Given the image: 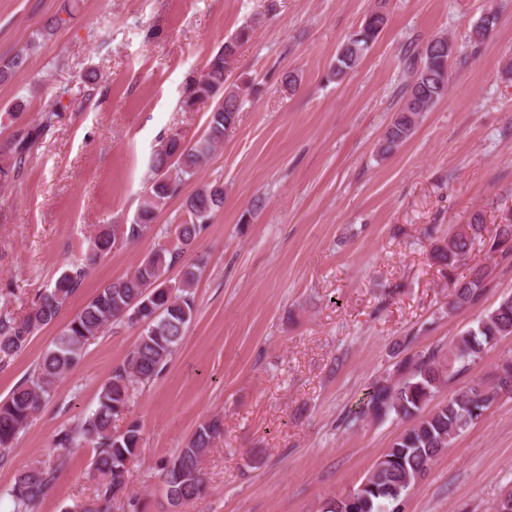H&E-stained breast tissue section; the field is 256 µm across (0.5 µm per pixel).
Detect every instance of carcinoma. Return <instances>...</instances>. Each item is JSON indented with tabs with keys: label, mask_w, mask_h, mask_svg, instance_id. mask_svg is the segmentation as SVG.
Segmentation results:
<instances>
[{
	"label": "carcinoma",
	"mask_w": 512,
	"mask_h": 512,
	"mask_svg": "<svg viewBox=\"0 0 512 512\" xmlns=\"http://www.w3.org/2000/svg\"><path fill=\"white\" fill-rule=\"evenodd\" d=\"M387 21L388 15L380 9L366 16L362 26L339 46L330 70L331 79L342 82L360 65ZM495 24L496 16L486 14L471 30V41H484ZM251 34V26L241 27L209 58L201 75L188 84L182 100L185 109L214 100L205 132L197 139L187 140L174 134L160 142L151 158L142 201L133 220L101 228L90 241L93 256L142 238L151 229L157 212L184 182L197 174L224 142L228 131L235 128L249 87L230 81V77L238 48ZM448 41L449 37L443 34L435 35L410 60L402 104L377 143L379 156L386 158L397 152L415 135L424 114L447 96ZM29 57V49L25 48L1 64L0 83L8 81ZM53 115L52 111L46 112L37 125L21 129L7 146L0 148V186L19 178L29 153L51 125ZM223 207L222 184L207 185L189 195L183 202L185 219L175 227V242L158 245L132 273L100 286L57 334L43 354L38 370L0 400V452H5L50 399L58 380L80 361L92 340L105 328L122 322L141 327L134 348L99 387L96 408L54 437L56 449L83 444L93 449L91 471L97 480V494L92 501L65 512H111L113 502L125 492L128 465L143 447L144 434L136 421L130 422L124 432L114 433L112 420L127 412L136 388L160 376L183 344L195 313L194 286L202 259L189 264L182 260ZM484 230L482 215L472 216L469 223L457 225L448 240L436 247L433 258L451 272L476 243L483 245L490 257H506L512 252V219L496 225L489 236L484 235ZM178 264L182 265V274L173 283L166 273ZM84 276L85 271L79 266L66 269L53 287L35 295L23 318L0 314V355L17 353L30 336L54 323L80 289ZM489 277L487 267L476 265L469 276L455 280L449 311L479 301L487 290ZM508 335H512V295L502 298L476 326L454 337L448 357L437 351L407 355L397 363L396 379L376 382L367 393L360 417L382 420L393 415L410 425L377 459L361 483L329 499L323 512H398L400 502L452 442L484 416L499 396L512 394L510 359L497 368L492 381H473L454 391L432 412L422 415V409L448 381L453 365L476 360L498 339ZM223 429V419L218 415L211 417L169 460L164 470V491L170 506L178 507L205 493L201 457ZM66 465V456L59 454L48 467L32 465L20 469L8 491L13 512H32Z\"/></svg>",
	"instance_id": "1"
}]
</instances>
